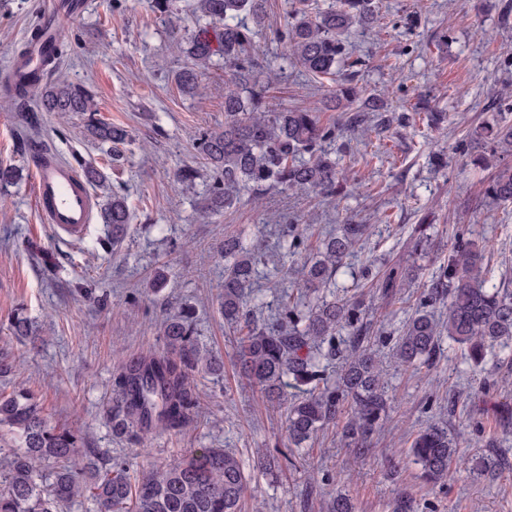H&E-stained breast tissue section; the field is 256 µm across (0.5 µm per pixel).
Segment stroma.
Listing matches in <instances>:
<instances>
[{
	"label": "stroma",
	"mask_w": 512,
	"mask_h": 512,
	"mask_svg": "<svg viewBox=\"0 0 512 512\" xmlns=\"http://www.w3.org/2000/svg\"><path fill=\"white\" fill-rule=\"evenodd\" d=\"M49 0H0V76L27 40ZM372 24L353 29L350 44L364 65L357 84L407 118L389 131L382 151L357 162L359 142L349 144L341 168L350 172L336 201L311 190L244 195L240 205L209 220L199 209L213 183L196 151L199 136L224 126L223 67L206 71L199 94H182L174 74L177 50L194 30V0H176L182 18L170 27L151 0H86L80 17L66 21L64 55L49 80L86 86L99 120L124 127L132 142L120 160L85 133V115L42 113L40 138L71 166L89 163L106 177V191L124 194L133 220L123 241L104 247L100 222L84 241L42 224L32 185V165L19 150L15 109L0 100V167L19 171L0 184V356L10 371L0 389L22 385L38 395L50 423L65 425L86 447L138 467L167 466L197 448H229L250 480L242 512H327L335 493L348 494L358 512H391L394 499L412 494L418 512H512V366L488 355L473 369L460 347L442 340L432 365L403 366L392 356L399 331L431 272L448 256L455 225L484 245L490 267L512 265V204L484 195L491 169L476 159L489 155L478 137L488 122L512 123V0H373ZM292 0H266L267 26L256 37L255 56L272 80L265 96L286 107H309L330 98L336 82L312 78L284 64L273 25L283 24ZM447 113L442 129L426 112ZM197 169L191 185L175 182L183 166ZM373 225L374 232L340 268L330 286L342 294L363 269L379 272L407 258L414 225L433 227V249L403 304L367 300L361 319L370 329L393 400L383 425L361 458L340 436L322 432L305 445L307 463L277 476L257 462L285 436L282 405L269 402L242 379L237 340L218 311L224 282V239L247 232L249 241L273 245L268 226L287 221L321 230L343 216ZM163 287H156L157 271ZM196 310L198 340L224 361L220 376L192 374L202 396L192 426L158 431L145 444L112 429L107 407L112 376L124 363L165 351L161 323L180 304ZM25 306L44 336L31 345L11 334L15 309ZM445 424L461 436V450L502 454L506 469L494 479L472 480L465 472L444 485L423 482L410 455L419 427Z\"/></svg>",
	"instance_id": "obj_1"
}]
</instances>
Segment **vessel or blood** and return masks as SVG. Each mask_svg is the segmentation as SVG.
Masks as SVG:
<instances>
[{
  "label": "vessel or blood",
  "instance_id": "vessel-or-blood-1",
  "mask_svg": "<svg viewBox=\"0 0 512 512\" xmlns=\"http://www.w3.org/2000/svg\"><path fill=\"white\" fill-rule=\"evenodd\" d=\"M33 192L43 223L72 237L91 222L94 197L86 182L55 155H43L34 167Z\"/></svg>",
  "mask_w": 512,
  "mask_h": 512
}]
</instances>
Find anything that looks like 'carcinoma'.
Returning a JSON list of instances; mask_svg holds the SVG:
<instances>
[{
    "mask_svg": "<svg viewBox=\"0 0 512 512\" xmlns=\"http://www.w3.org/2000/svg\"><path fill=\"white\" fill-rule=\"evenodd\" d=\"M175 0H152L153 9L173 25L182 22ZM200 29L215 26L216 34L189 38L182 48L185 65L175 74L185 95L200 89L199 77L217 65L220 53L228 71L224 90V129L205 133L198 152L214 173V184L200 216L204 219L241 202V192L259 194L311 189L334 198L343 189L346 172L325 145L347 132L365 131L376 121L387 132L397 118L386 114L383 102L366 96L353 85L360 57L349 48L347 36L355 26L373 18V0H339V4L309 12L293 10L274 33L284 44L285 60L313 77L334 75L336 106L346 112L344 122L325 126L315 109L270 107L263 102L265 72L255 64V27L265 23L264 0H196L192 11ZM44 74L28 70L9 76L0 93L13 101L30 134L20 151L31 161L41 157L37 141L39 112L88 115L89 136L115 147L129 141L126 129L95 118L94 95L85 86L65 81L43 83ZM506 152L512 151V124L485 127ZM487 195L496 203H512V164H499L491 176ZM103 223L112 227V244L124 237L131 213L126 197L110 192L101 209ZM430 225L416 224L410 232L411 255L427 252ZM370 234V225L349 217L336 229L317 236L312 255L301 262L295 252L312 235L309 224H287L273 254L280 267L300 276L306 293L303 308L282 299L278 315L266 325L255 319L263 303L254 297L259 251L245 247L240 236L224 239V289L219 311L224 323L238 334V364L245 379L267 398L286 403L288 447L299 449L319 432L335 428L351 405L352 412L341 435L359 452L386 417L388 388L367 328L358 317L361 302L354 297L319 295L336 270L353 255ZM293 261H288V258ZM422 268L409 260L377 274L361 287L394 300L403 299L402 288L419 278ZM441 305L445 318L426 311ZM15 336L36 339L33 322L22 314L12 319ZM347 335L351 355L345 365L329 374L336 359V337ZM467 350V360L483 367L495 349L512 354V289L492 283L483 267L481 250L460 240L448 249L420 297V308L404 322L393 357L413 366L428 363L439 350L442 336ZM167 351L133 359L112 376V422L117 431L134 439L157 430H181L199 414L200 394L189 372L220 371L212 351L196 339L193 308L180 307L162 326ZM298 394L288 399L285 388ZM8 427L21 441L19 448H0L8 457L0 470V512H64L79 499H89L95 512H241L249 489L248 478L236 454L224 448H200L176 464L155 467L134 480L135 462L99 457L83 447V438L67 428L48 423L36 398L23 387L0 392V427ZM460 435L430 424L420 428L411 454L424 480L437 483L457 470L477 478H492L503 458L492 454L465 455L459 451ZM330 512H356L348 495L330 500Z\"/></svg>",
    "mask_w": 512,
    "mask_h": 512,
    "instance_id": "obj_1",
    "label": "carcinoma"
}]
</instances>
